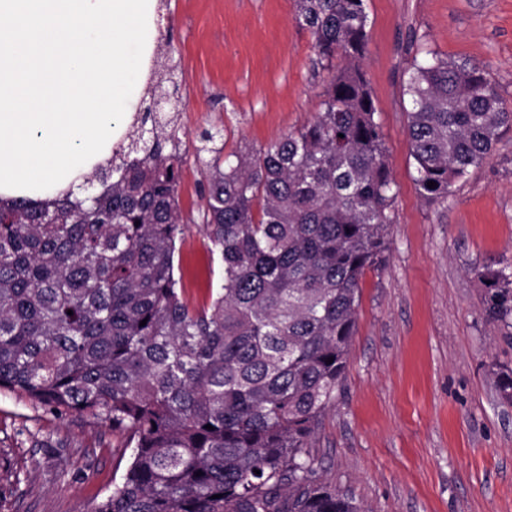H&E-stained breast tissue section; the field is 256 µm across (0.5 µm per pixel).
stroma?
I'll return each instance as SVG.
<instances>
[{
	"label": "stroma",
	"instance_id": "35a3bbf8",
	"mask_svg": "<svg viewBox=\"0 0 512 512\" xmlns=\"http://www.w3.org/2000/svg\"><path fill=\"white\" fill-rule=\"evenodd\" d=\"M152 65L174 68L181 99L180 253L189 292L208 274L196 150L260 147L310 121L327 76L295 0H161ZM363 68L397 197L389 248L360 285L336 403L315 440L323 479L364 512H512V327L489 317L484 268L512 265V127L451 187L421 196L406 137L408 75L434 52L483 69L512 105V0H366ZM127 434L104 416L59 414L0 392V512H92L124 474Z\"/></svg>",
	"mask_w": 512,
	"mask_h": 512
}]
</instances>
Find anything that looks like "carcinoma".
I'll return each mask as SVG.
<instances>
[{
    "label": "carcinoma",
    "instance_id": "cac0c4a2",
    "mask_svg": "<svg viewBox=\"0 0 512 512\" xmlns=\"http://www.w3.org/2000/svg\"><path fill=\"white\" fill-rule=\"evenodd\" d=\"M295 2L330 74L319 111L263 147L226 155L206 130L197 149L221 287L197 299L175 276L184 154L178 127L152 112H138L99 191L0 201V390L101 414L133 445L94 512H361L322 479L313 439L397 191L362 67L365 0ZM408 94L416 186L444 199L512 108L484 70L433 53ZM480 276L485 311L512 326V272Z\"/></svg>",
    "mask_w": 512,
    "mask_h": 512
}]
</instances>
